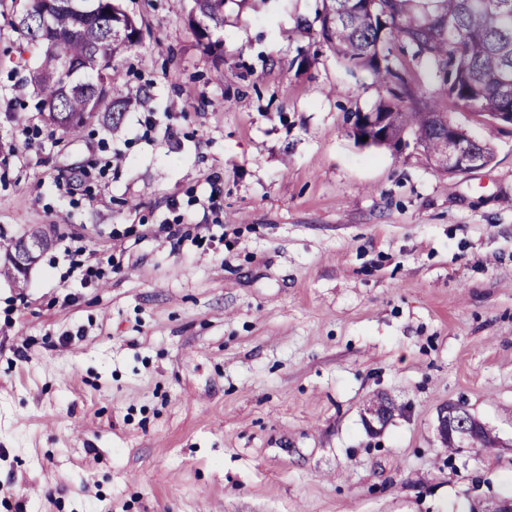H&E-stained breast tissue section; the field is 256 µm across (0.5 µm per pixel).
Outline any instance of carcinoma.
<instances>
[{
	"label": "carcinoma",
	"mask_w": 512,
	"mask_h": 512,
	"mask_svg": "<svg viewBox=\"0 0 512 512\" xmlns=\"http://www.w3.org/2000/svg\"><path fill=\"white\" fill-rule=\"evenodd\" d=\"M194 2L207 23L224 24V0ZM318 20V42L345 67L371 70L388 92L374 111L399 113L391 130L395 143L409 133L434 156L441 141L437 119L400 104L406 75L390 63L397 41L412 57L434 62L440 77L436 94L496 121L512 116V0H321ZM13 26L41 48L29 79L49 125L77 134L99 114L111 121L133 105L130 97L112 95L120 81L114 59L141 39L112 38L114 27L137 29L115 0H24ZM63 61L79 67L66 70ZM448 144L464 157L449 174L494 159L489 144L471 140L458 127L448 128Z\"/></svg>",
	"instance_id": "1"
}]
</instances>
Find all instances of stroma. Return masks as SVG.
<instances>
[{"instance_id":"35a3bbf8","label":"stroma","mask_w":512,"mask_h":512,"mask_svg":"<svg viewBox=\"0 0 512 512\" xmlns=\"http://www.w3.org/2000/svg\"><path fill=\"white\" fill-rule=\"evenodd\" d=\"M136 105L77 137L45 125L38 55L0 0V512H469L512 496V125L435 96L394 49L404 108L447 113L488 166L364 145L387 92L319 45L318 0H118ZM96 180L82 182L85 167ZM180 227V244L154 230ZM100 265L81 285L63 248ZM394 401L378 431L376 396ZM464 400L499 445L449 453ZM195 8L199 13V16L206 21L205 27H201V23H198L196 33L203 49L209 54L217 55L218 48L211 42H203L206 34V26L209 24L218 27L224 24V0H194ZM34 229L37 228L30 229L18 238H15L14 243H17V246L12 247L10 252L12 261L19 269L26 272L27 275L39 254L46 248L44 239L39 236L31 235ZM16 266L7 262H5L3 266L0 265V276L11 281H25ZM393 412V405L385 397H377L366 408V424L374 431L378 430L375 425L382 429L392 418Z\"/></svg>"}]
</instances>
